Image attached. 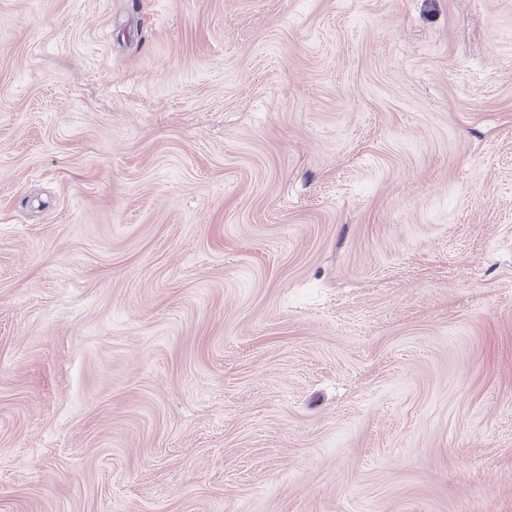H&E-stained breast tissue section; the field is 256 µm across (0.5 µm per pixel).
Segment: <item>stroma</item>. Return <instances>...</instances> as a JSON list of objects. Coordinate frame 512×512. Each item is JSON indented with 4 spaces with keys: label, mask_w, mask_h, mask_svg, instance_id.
I'll use <instances>...</instances> for the list:
<instances>
[{
    "label": "stroma",
    "mask_w": 512,
    "mask_h": 512,
    "mask_svg": "<svg viewBox=\"0 0 512 512\" xmlns=\"http://www.w3.org/2000/svg\"><path fill=\"white\" fill-rule=\"evenodd\" d=\"M0 512H512V0H0Z\"/></svg>",
    "instance_id": "1"
}]
</instances>
